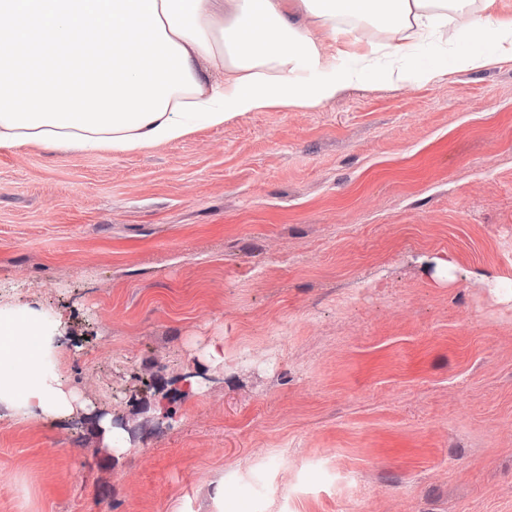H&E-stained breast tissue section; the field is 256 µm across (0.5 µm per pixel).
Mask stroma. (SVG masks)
Returning <instances> with one entry per match:
<instances>
[{"label":"stroma","mask_w":512,"mask_h":512,"mask_svg":"<svg viewBox=\"0 0 512 512\" xmlns=\"http://www.w3.org/2000/svg\"><path fill=\"white\" fill-rule=\"evenodd\" d=\"M454 47L144 150L0 151V307L63 320L83 404L0 418V512H512V60Z\"/></svg>","instance_id":"obj_1"}]
</instances>
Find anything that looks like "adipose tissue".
Masks as SVG:
<instances>
[{"label":"adipose tissue","instance_id":"adipose-tissue-1","mask_svg":"<svg viewBox=\"0 0 512 512\" xmlns=\"http://www.w3.org/2000/svg\"><path fill=\"white\" fill-rule=\"evenodd\" d=\"M168 37L188 53L197 93L169 96L165 114L140 127L92 133L73 127L7 128L0 122V151L30 145L84 153L130 152L168 143L202 126H220L247 113L275 107H316L371 78L400 88L438 80L442 63L416 60L376 73L337 65V43L363 47L355 17L411 39L452 22L454 67L475 70L512 59V19L496 0L477 9L458 0H155ZM400 43L393 55L403 53ZM62 332L46 333L31 309L0 311V417L24 410L33 417H69L70 395L47 371Z\"/></svg>","mask_w":512,"mask_h":512}]
</instances>
